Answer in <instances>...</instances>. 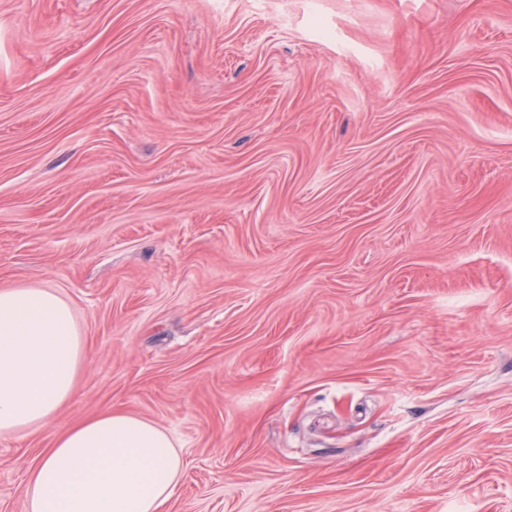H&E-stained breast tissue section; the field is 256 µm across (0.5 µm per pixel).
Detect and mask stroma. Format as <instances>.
Returning a JSON list of instances; mask_svg holds the SVG:
<instances>
[{
	"instance_id": "35a3bbf8",
	"label": "stroma",
	"mask_w": 512,
	"mask_h": 512,
	"mask_svg": "<svg viewBox=\"0 0 512 512\" xmlns=\"http://www.w3.org/2000/svg\"><path fill=\"white\" fill-rule=\"evenodd\" d=\"M163 512H512V0H0V290Z\"/></svg>"
}]
</instances>
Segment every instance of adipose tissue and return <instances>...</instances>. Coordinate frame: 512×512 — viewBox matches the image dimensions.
Masks as SVG:
<instances>
[{"mask_svg": "<svg viewBox=\"0 0 512 512\" xmlns=\"http://www.w3.org/2000/svg\"><path fill=\"white\" fill-rule=\"evenodd\" d=\"M84 350L69 304L47 288L0 290V432L49 423ZM182 458L153 421L102 411L58 435L29 472L27 512H162Z\"/></svg>", "mask_w": 512, "mask_h": 512, "instance_id": "1", "label": "adipose tissue"}]
</instances>
